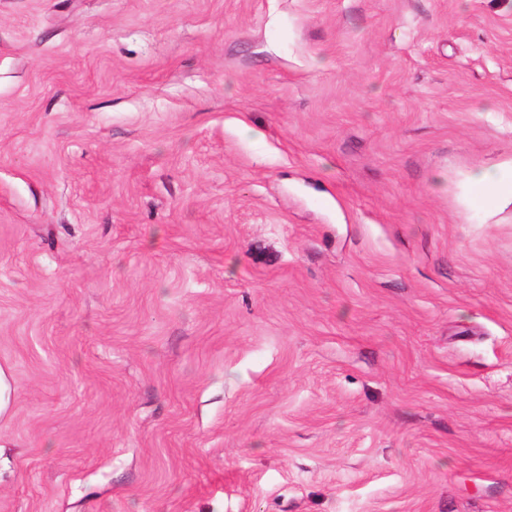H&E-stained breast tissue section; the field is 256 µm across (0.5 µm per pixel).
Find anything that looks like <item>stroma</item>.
Instances as JSON below:
<instances>
[{
  "label": "stroma",
  "instance_id": "obj_1",
  "mask_svg": "<svg viewBox=\"0 0 512 512\" xmlns=\"http://www.w3.org/2000/svg\"><path fill=\"white\" fill-rule=\"evenodd\" d=\"M512 0H0V512H512ZM468 199L486 210L512 205V161L474 170L468 180Z\"/></svg>",
  "mask_w": 512,
  "mask_h": 512
}]
</instances>
